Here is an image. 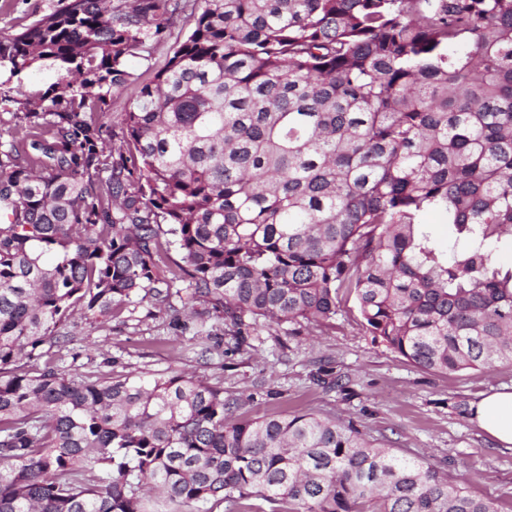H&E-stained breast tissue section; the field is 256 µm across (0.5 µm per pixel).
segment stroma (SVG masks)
<instances>
[{
	"label": "stroma",
	"mask_w": 512,
	"mask_h": 512,
	"mask_svg": "<svg viewBox=\"0 0 512 512\" xmlns=\"http://www.w3.org/2000/svg\"><path fill=\"white\" fill-rule=\"evenodd\" d=\"M57 0H0V40L29 26ZM174 43L133 59L135 82L113 90L102 135L122 134L141 86L165 67ZM335 319L250 322L237 328L214 315L173 320L146 300L110 319L76 320L51 346L22 365L54 367L91 379L156 374L195 375L224 390L228 420L304 414L353 420L397 454L429 458L449 479L512 512V447L498 445L472 420L471 405L491 390L512 387V362L454 374L426 371L373 340L355 297L342 289Z\"/></svg>",
	"instance_id": "obj_1"
}]
</instances>
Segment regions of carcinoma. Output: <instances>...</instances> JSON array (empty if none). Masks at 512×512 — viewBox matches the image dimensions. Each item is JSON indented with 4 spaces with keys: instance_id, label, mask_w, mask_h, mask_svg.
Wrapping results in <instances>:
<instances>
[{
    "instance_id": "carcinoma-1",
    "label": "carcinoma",
    "mask_w": 512,
    "mask_h": 512,
    "mask_svg": "<svg viewBox=\"0 0 512 512\" xmlns=\"http://www.w3.org/2000/svg\"><path fill=\"white\" fill-rule=\"evenodd\" d=\"M58 0L0 70L61 72L0 144V512H500L315 413L230 422L195 377L16 366L80 306L322 323L435 372L512 362V0ZM190 25L102 139L112 90ZM455 243L442 250L422 216ZM177 250L181 261H170ZM180 307H175V304Z\"/></svg>"
}]
</instances>
